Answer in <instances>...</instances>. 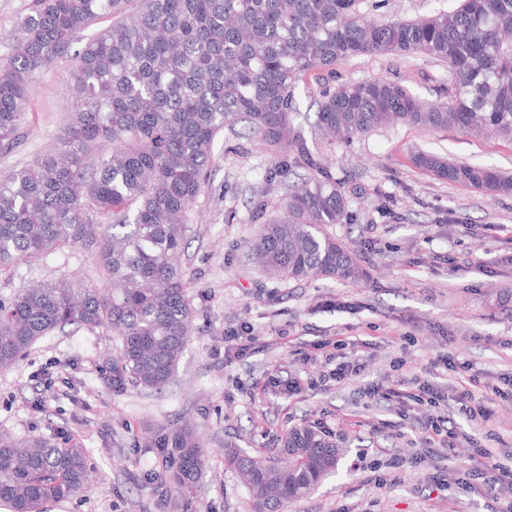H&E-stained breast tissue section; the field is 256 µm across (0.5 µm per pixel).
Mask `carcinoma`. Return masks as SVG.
I'll use <instances>...</instances> for the list:
<instances>
[{
  "label": "carcinoma",
  "mask_w": 512,
  "mask_h": 512,
  "mask_svg": "<svg viewBox=\"0 0 512 512\" xmlns=\"http://www.w3.org/2000/svg\"><path fill=\"white\" fill-rule=\"evenodd\" d=\"M103 18L112 24L73 50ZM70 54L73 112L58 147L0 177V268L85 244L98 249L102 284L40 281L1 299L0 369L56 329L100 328L120 336V367L136 386L167 385L194 314L180 266L189 213L215 138L239 122L266 150L288 154L276 176L307 171L253 245L268 271L298 280L366 276L355 251L326 230L344 223L349 200L321 146L396 122L512 141V0H460L410 20L365 17L358 0H33L0 66V149L14 145L36 76ZM362 54L447 63V100L422 101L378 78L324 91L309 128L297 122L300 77ZM412 163L485 195L512 194V174L426 152ZM282 442L285 465L225 449L255 512H284L337 473L342 454L315 428H293ZM167 444L173 483L193 485L206 467L197 432L154 440ZM89 479L78 443L0 435V500L13 512H45L46 500L71 497Z\"/></svg>",
  "instance_id": "cac0c4a2"
}]
</instances>
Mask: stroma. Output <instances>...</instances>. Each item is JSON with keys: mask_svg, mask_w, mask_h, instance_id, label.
Instances as JSON below:
<instances>
[{"mask_svg": "<svg viewBox=\"0 0 512 512\" xmlns=\"http://www.w3.org/2000/svg\"><path fill=\"white\" fill-rule=\"evenodd\" d=\"M458 0H363L368 16L391 20L456 8ZM75 62L59 59L39 75L19 137L0 151V175L53 151L72 110L67 90ZM384 77L434 102L448 92L446 64L416 56L361 55L332 70L305 75L295 90L302 113L316 110L321 87ZM512 173V142L453 129L390 125L327 148L325 163L349 199L346 223L329 232L349 244L365 273L357 283L270 277L252 258L262 223L255 217L260 188L284 200L287 182L268 183L286 155L272 156L244 134L224 132L212 147L213 166L190 210L191 244L181 258L194 307L191 336L170 383L144 390L116 379L119 341L106 331L68 327L42 338L16 365L0 369V432L86 448L94 471L89 489L48 502L46 512H254L238 475L224 466L227 445L264 458L276 456L289 429L328 423L346 454L337 474L286 512H499L512 485L480 497L458 483L473 454L468 421L456 396L471 380L476 402L492 413L484 447L512 442V195L489 198L416 168L413 151ZM99 282L94 251L76 246L34 264L0 271V296L34 280ZM249 326L248 358L224 357L226 331ZM340 339L357 376L324 377L320 360L306 362L319 341ZM458 370H432L441 354ZM305 379L299 395L285 381ZM418 376L448 393L439 406H413L400 422L395 407L366 395ZM448 418L459 434L440 455L417 458L418 423ZM194 423L207 455L204 474L185 492L168 482L151 435ZM404 467H395V459ZM386 478V486L372 475ZM443 475L448 485L431 488Z\"/></svg>", "mask_w": 512, "mask_h": 512, "instance_id": "obj_1", "label": "stroma"}]
</instances>
